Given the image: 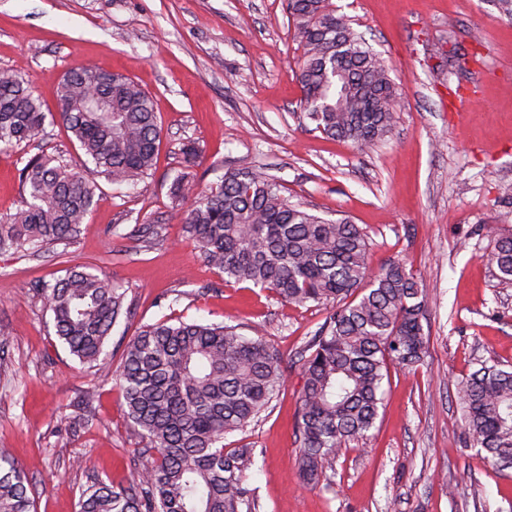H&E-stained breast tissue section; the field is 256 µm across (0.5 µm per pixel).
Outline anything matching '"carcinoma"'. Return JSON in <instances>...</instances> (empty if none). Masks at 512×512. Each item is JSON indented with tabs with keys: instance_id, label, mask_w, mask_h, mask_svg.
<instances>
[{
	"instance_id": "obj_1",
	"label": "carcinoma",
	"mask_w": 512,
	"mask_h": 512,
	"mask_svg": "<svg viewBox=\"0 0 512 512\" xmlns=\"http://www.w3.org/2000/svg\"><path fill=\"white\" fill-rule=\"evenodd\" d=\"M286 10L301 51L304 117L362 152L384 140L397 122L386 60L331 0H286ZM58 104L85 160L77 166L53 153L27 160L21 204L0 216V252L72 243L95 203L97 178L122 185L155 168L161 130L153 98L129 77L73 67L58 83ZM46 119L25 72L0 70V147L48 135ZM182 154L184 171L170 195L174 205H188L185 228L203 261L227 283L329 307L301 357L295 417L300 478L316 487L342 451L375 427L389 366L424 363L423 280L401 260L372 271L363 228L290 202L266 173L227 169L220 183L202 188L189 172L199 158L194 143ZM133 235L148 248L163 227L148 224ZM489 261L497 279L512 284V233L494 239ZM32 291L69 352L115 381L127 422L155 451L135 464L129 486L98 480L83 490L80 512H256L246 483L254 449L227 448L224 439L245 431L284 386L273 346L235 326L168 319L141 326L114 367L105 347L118 320L133 315L125 290L75 265ZM456 391L474 446L493 466L511 469L512 369L482 363ZM28 487L15 458L0 453V512H34Z\"/></svg>"
}]
</instances>
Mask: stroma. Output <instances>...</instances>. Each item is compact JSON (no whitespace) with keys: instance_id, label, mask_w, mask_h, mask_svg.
Here are the masks:
<instances>
[{"instance_id":"obj_1","label":"stroma","mask_w":512,"mask_h":512,"mask_svg":"<svg viewBox=\"0 0 512 512\" xmlns=\"http://www.w3.org/2000/svg\"><path fill=\"white\" fill-rule=\"evenodd\" d=\"M333 2L397 88V124L365 152L302 117L285 0H0V68L24 69L45 111H58L60 76L87 63L138 82L161 127L153 176L99 180L73 247L0 253V452L26 472L35 512H77L98 479L128 484L143 446L112 380L69 353L30 291L76 263L104 270L132 302L107 344L113 361L140 326L172 315L261 333L283 355L277 398L225 439L254 450L258 512H512V469L474 447L456 394L478 362L512 365V285L488 260L494 237L512 230V21L495 0ZM188 142L201 186L228 168L264 170L291 202L363 227L372 270L402 259L427 289L424 364L390 367L375 427L317 487L299 477L294 421L299 353L327 311L224 282L202 261L170 198ZM42 151L83 160L59 123L0 151V215L17 208L20 170ZM138 224L163 225L162 241L139 248ZM90 386L99 399L87 424Z\"/></svg>"}]
</instances>
